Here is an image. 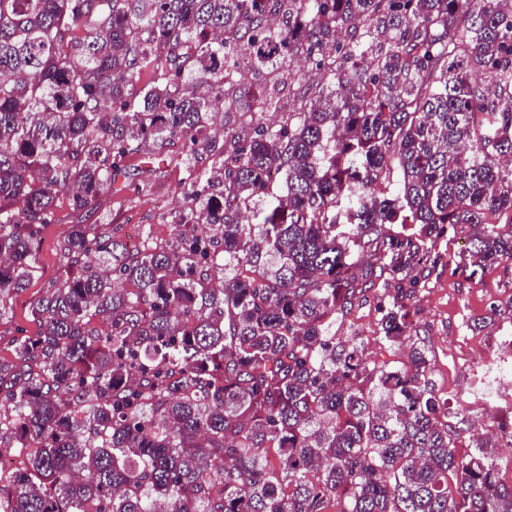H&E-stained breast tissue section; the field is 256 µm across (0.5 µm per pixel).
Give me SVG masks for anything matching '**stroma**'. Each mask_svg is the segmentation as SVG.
<instances>
[{"mask_svg":"<svg viewBox=\"0 0 512 512\" xmlns=\"http://www.w3.org/2000/svg\"><path fill=\"white\" fill-rule=\"evenodd\" d=\"M181 140L152 146L138 158L125 157L121 163L130 170L125 187L109 192L103 205L90 218L94 224H119L124 234H131L139 225H151L156 240L170 238L171 217L182 204L181 188L194 181L200 173L220 162L219 152L200 155L196 167L180 164ZM70 227L67 199L58 202L57 220L41 233L42 245L37 255L39 273L27 287L13 295L11 321L0 324V358L10 359L7 343L16 328L27 335H36L38 325L30 319L33 304L43 295L49 280L64 270L61 246ZM468 240L463 235L446 233L420 244L422 252L435 258L425 282L407 308L415 336L424 342L431 359V378L435 391L447 399L451 428L459 429L461 420L484 421V430L498 436V420L487 419L484 405L460 406L459 396L465 392L477 363L495 358L502 337L512 336V279L502 268L490 266L475 275L457 271L456 264L465 255ZM384 278L375 279L364 296L344 317L336 321V333L351 335L360 329L367 357L375 362L402 365L408 347L389 344L380 337L379 320L386 305ZM494 315L492 327L476 329V319Z\"/></svg>","mask_w":512,"mask_h":512,"instance_id":"1","label":"stroma"}]
</instances>
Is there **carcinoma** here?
<instances>
[{
    "mask_svg": "<svg viewBox=\"0 0 512 512\" xmlns=\"http://www.w3.org/2000/svg\"><path fill=\"white\" fill-rule=\"evenodd\" d=\"M300 60L331 84L273 130L242 73ZM230 110L220 199L186 186L170 240L81 221L126 176L111 157L184 137L191 159ZM62 195L64 274L0 361L22 457L0 512H512L491 438L456 453L425 345L377 364L335 331L380 271L382 339L409 338L417 243L359 268L387 224L512 271V0H0V322Z\"/></svg>",
    "mask_w": 512,
    "mask_h": 512,
    "instance_id": "obj_1",
    "label": "carcinoma"
}]
</instances>
